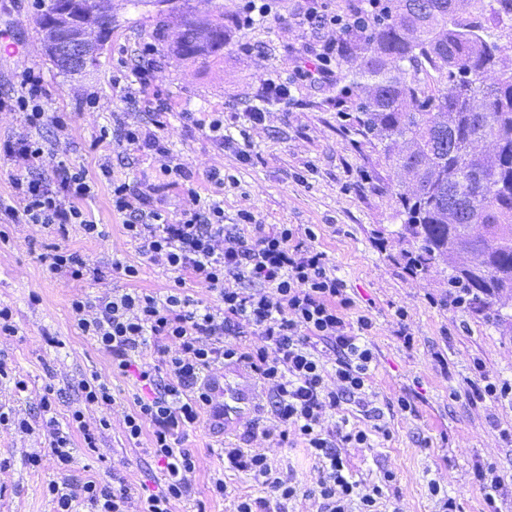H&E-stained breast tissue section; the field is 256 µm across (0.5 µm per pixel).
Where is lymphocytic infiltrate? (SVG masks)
<instances>
[{"instance_id": "obj_1", "label": "lymphocytic infiltrate", "mask_w": 512, "mask_h": 512, "mask_svg": "<svg viewBox=\"0 0 512 512\" xmlns=\"http://www.w3.org/2000/svg\"><path fill=\"white\" fill-rule=\"evenodd\" d=\"M368 12L347 17L326 13L318 0L306 9L309 26L327 31L328 39L316 53L312 66H297L295 78L323 83L331 77L341 44L338 33L346 24L364 25ZM294 78V79H295ZM42 78L34 70L24 71L16 92L0 96V112H21L31 130L29 136L0 144V152L21 161L23 173L14 175L12 202L0 199V218L12 221L25 217L27 223L41 224L59 234H67L78 225L84 235L100 237L98 224L88 220L83 201L92 197L94 182L82 167L58 164L54 182L41 175L51 145L41 135L49 124L66 128L69 116L64 112H45ZM153 129L122 124L116 130L118 143L130 150L163 152L155 127L170 106L162 100L151 101ZM107 180L113 209L123 214L128 237L141 244L143 254L154 264L174 274L165 294L134 288L132 291L102 298L91 303L75 297L70 303L72 317L83 335L112 357V368L119 374L137 370L138 381L151 390L150 395L134 399V408L126 418L130 439H139L143 431L151 433V452L166 464L164 489L143 499L141 512H173L176 502L190 497L186 476L195 469V458L188 449L178 447L175 428L195 425L210 409L213 398L202 373L218 363H243L270 388L274 396L273 414L281 438L295 434L307 451L318 460L323 476L318 486L320 512H379L384 484L394 479L384 472L381 483L358 487L344 473L338 444L370 447L367 430L339 426L328 431L323 426L326 409L342 401H351L367 417L379 418L371 407L366 385L375 355L370 343L374 328L372 317L358 311L354 298L326 262L324 252L314 243L315 226L304 229L283 224L264 232L250 212H240L237 223L224 221V207L213 200L195 210L172 215L153 205L160 187L154 183L133 185L114 179L110 161L99 165ZM224 238L223 253H216L215 238ZM50 275L80 281L98 279L102 273L77 253L53 248L43 257ZM207 283L219 294L216 307L192 306L183 292L186 276ZM248 322L260 338L259 344L245 349L235 338L241 322ZM179 344V352L168 356L166 341ZM157 343V364L137 363L136 358L148 343ZM336 352L334 370H326L319 357L320 346ZM81 406L71 417L88 449L96 447L97 428L107 427L100 419L90 427L84 419L89 407L111 406L110 387L98 378L78 383ZM465 396L471 404L493 402L512 405V382L490 376L481 361H474L466 380ZM224 458L230 467L247 472L267 488L269 498H239L236 512H270L284 508L297 488L276 476L266 456L228 448ZM47 491L59 506V512H73L72 504L84 500L95 512H130L133 499L127 485L106 486L89 481L79 487L51 481Z\"/></svg>"}]
</instances>
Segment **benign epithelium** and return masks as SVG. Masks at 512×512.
<instances>
[{
	"instance_id": "1",
	"label": "benign epithelium",
	"mask_w": 512,
	"mask_h": 512,
	"mask_svg": "<svg viewBox=\"0 0 512 512\" xmlns=\"http://www.w3.org/2000/svg\"><path fill=\"white\" fill-rule=\"evenodd\" d=\"M104 16L112 17V0H89L87 7L77 13L68 0H58L55 12L40 23L44 53L72 73L94 67L103 45Z\"/></svg>"
}]
</instances>
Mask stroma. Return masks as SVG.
Wrapping results in <instances>:
<instances>
[{
	"label": "stroma",
	"mask_w": 512,
	"mask_h": 512,
	"mask_svg": "<svg viewBox=\"0 0 512 512\" xmlns=\"http://www.w3.org/2000/svg\"><path fill=\"white\" fill-rule=\"evenodd\" d=\"M268 3L274 15L284 16V24L264 19L241 30L227 28L223 51L183 58L171 52L170 42L184 17L214 19L237 11L241 0H188L174 13L156 10L148 0H112L117 20L97 66L70 74L42 51L36 18L46 4L0 0V30L9 31L18 46L0 56V95L16 90L19 74L33 69L44 80L45 111L71 114L65 130L49 126L43 131L54 146L42 170L45 179H52L62 160L94 173L108 159L116 178L155 183L162 179V165L180 163L191 171L192 184L159 192L157 203L167 211L192 210L197 199L210 198L223 201L228 224L246 210L268 232L282 224L318 225L315 248L326 254L359 310L375 322V367L367 393L382 413L385 431L373 434L372 447L341 446L339 454L354 480L364 487L384 471L393 472L382 512H440L439 499L429 490L433 483L455 499L459 512H487L474 472L478 465L492 464L504 477L496 504L500 512H512V443L499 435L501 428L512 426V406L488 410L471 405L464 394L477 358L491 376L512 380V329L498 325L489 309L474 315L441 306L448 292L446 277L422 279L406 272L391 236L398 224L391 172L375 150L356 143L354 132L337 115L336 93L348 83L346 68L336 67L321 84L294 79L295 66L313 57L323 35L300 20L307 0ZM147 43L157 48L150 92L173 105L157 130L167 148L163 154L131 153L115 139L100 137L101 129L121 123L152 126L150 113L124 99L126 78L140 64ZM277 76L292 78L291 97L285 104H263V83ZM256 106L264 111L259 123L249 118ZM217 112L226 117L220 141L206 126ZM242 149L248 160L239 158ZM214 172L223 175V185L211 182ZM83 207L99 224L101 238H85L76 227L61 238L21 218L4 227L8 240L0 242V305L12 308L17 331L0 336V358L26 380L27 388L21 392L12 381H0V408L34 422L41 420L48 401L60 429H67L81 400L79 381L95 374L109 384L115 402L104 410H86L85 420L94 425L104 417L109 426L98 433L93 451L85 448L79 432H72V461L64 474L43 431L0 427V512H54L46 486L63 475L78 486L122 479L138 500L165 485V464L149 454V435L136 441L126 435L125 419L140 392L138 383L113 374L111 356L81 334L70 302L78 295L95 302L133 285L162 293L172 275L150 263L138 242L127 237L106 185H99ZM54 244L100 268L103 279L47 275L41 256ZM116 259L140 267L137 283L113 272ZM400 308L407 312L404 325L414 338L409 349L394 334ZM402 395L410 398V411L398 407ZM273 424L269 406L263 405L226 434L209 430L203 420L176 429L180 447L194 455L196 468L187 476L191 498L175 504L174 512L199 507L234 512L238 496L267 497V490L245 472L225 466L221 450L227 445L267 456L279 477L296 485L288 512H319L320 464L300 438L283 440L272 433ZM34 452L42 456L36 467L28 463ZM218 475L227 487L223 497L210 491Z\"/></svg>",
	"instance_id": "1"
}]
</instances>
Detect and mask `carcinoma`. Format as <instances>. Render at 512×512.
<instances>
[{"label":"carcinoma","instance_id":"carcinoma-1","mask_svg":"<svg viewBox=\"0 0 512 512\" xmlns=\"http://www.w3.org/2000/svg\"><path fill=\"white\" fill-rule=\"evenodd\" d=\"M379 0L345 27L356 134L393 172L392 231L415 275L446 273L483 305L512 301V0ZM224 49V18L181 29L186 58ZM493 82H487L490 74Z\"/></svg>","mask_w":512,"mask_h":512}]
</instances>
